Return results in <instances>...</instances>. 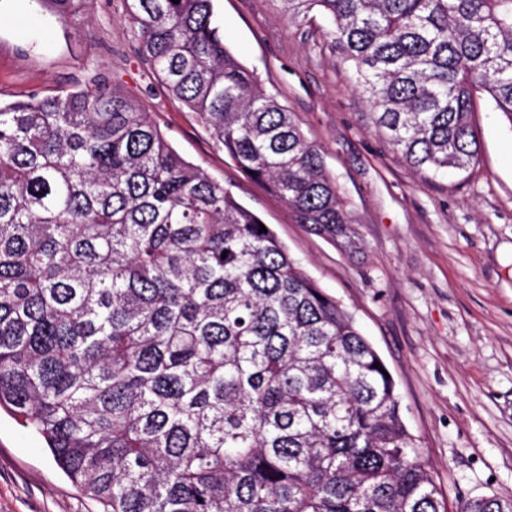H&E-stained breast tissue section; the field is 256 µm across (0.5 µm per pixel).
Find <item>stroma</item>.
<instances>
[{
	"instance_id": "obj_1",
	"label": "stroma",
	"mask_w": 512,
	"mask_h": 512,
	"mask_svg": "<svg viewBox=\"0 0 512 512\" xmlns=\"http://www.w3.org/2000/svg\"><path fill=\"white\" fill-rule=\"evenodd\" d=\"M124 14V0H93L62 23L38 0H0V101L98 80L135 99L353 317L392 373L449 508L512 498V125L479 99L478 163L420 175L375 126L325 18L293 22L283 0H215L226 46L320 147L363 242L348 255L235 167L139 57ZM0 512H99L42 440L3 412Z\"/></svg>"
}]
</instances>
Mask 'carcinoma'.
Instances as JSON below:
<instances>
[{
    "instance_id": "obj_1",
    "label": "carcinoma",
    "mask_w": 512,
    "mask_h": 512,
    "mask_svg": "<svg viewBox=\"0 0 512 512\" xmlns=\"http://www.w3.org/2000/svg\"><path fill=\"white\" fill-rule=\"evenodd\" d=\"M39 2L65 22L92 0ZM124 2L139 56L237 168L358 252L321 151L214 0ZM284 2L329 21L414 171L477 163L481 95L512 126V0ZM259 223L115 88L0 104V409L100 512H447L383 359Z\"/></svg>"
}]
</instances>
